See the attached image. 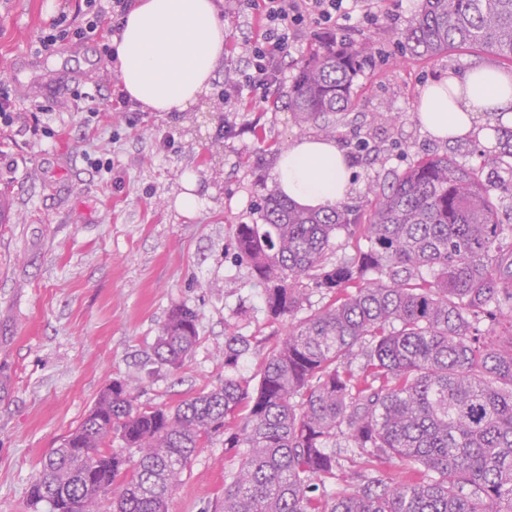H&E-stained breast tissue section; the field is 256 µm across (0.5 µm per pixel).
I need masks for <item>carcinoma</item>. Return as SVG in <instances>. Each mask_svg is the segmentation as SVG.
Segmentation results:
<instances>
[{"instance_id":"obj_1","label":"carcinoma","mask_w":512,"mask_h":512,"mask_svg":"<svg viewBox=\"0 0 512 512\" xmlns=\"http://www.w3.org/2000/svg\"><path fill=\"white\" fill-rule=\"evenodd\" d=\"M394 39L428 58L462 46L512 62V0H421ZM376 59L367 38L334 35L311 49L288 92L303 122L352 103ZM367 208L309 211L263 187L257 219L232 231L235 259L262 288L272 319L310 294L329 296L268 352L259 381L232 375L253 336L224 331V385L174 408L138 404L140 379L108 385L41 465L33 512H168L192 458L224 436L238 457L222 512H512V184L432 155L375 185ZM366 241L335 258L336 235ZM200 313L174 307L154 349L179 369L199 341ZM118 441L122 452L112 450ZM362 461L331 492L336 449ZM396 459L398 479L377 463Z\"/></svg>"}]
</instances>
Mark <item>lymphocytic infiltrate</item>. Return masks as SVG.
Wrapping results in <instances>:
<instances>
[{"instance_id": "obj_1", "label": "lymphocytic infiltrate", "mask_w": 512, "mask_h": 512, "mask_svg": "<svg viewBox=\"0 0 512 512\" xmlns=\"http://www.w3.org/2000/svg\"><path fill=\"white\" fill-rule=\"evenodd\" d=\"M91 13L84 26L71 28L65 18H58L40 40L41 50L47 51L58 42L74 37L84 39L101 28L111 27L120 33L123 19L133 0H112L111 6L88 0ZM344 0H224L225 15L249 23L258 20V34L234 39L232 50L241 58L242 67L224 72V105L233 112L247 111L254 99H266L268 90L276 84L292 38L310 26L351 33V17L343 6Z\"/></svg>"}]
</instances>
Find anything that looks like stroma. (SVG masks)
Listing matches in <instances>:
<instances>
[{"label": "stroma", "instance_id": "stroma-1", "mask_svg": "<svg viewBox=\"0 0 512 512\" xmlns=\"http://www.w3.org/2000/svg\"><path fill=\"white\" fill-rule=\"evenodd\" d=\"M419 6L356 0L357 11L382 20L356 28L379 56L355 79V107L329 117L342 149L360 137L373 146L351 162L350 203H366L371 185L432 154L512 182L493 147L422 131L417 112L427 83L482 65L508 72L512 64L472 48L402 57L392 33ZM87 12L86 0H0V87L16 112L0 134V191L13 204L11 221L0 224V512H30L28 491L43 460L112 380L141 373V402L173 407L223 384L225 325L256 339L237 368L252 381L288 327L268 317L250 268L234 261L232 227L252 222L263 185L274 183L277 146L318 132L289 108L288 90L319 29L292 43L280 82L251 111L225 112L219 69L209 95L186 111L110 112L120 94L105 52L111 33L38 48L59 16L76 27ZM38 106L45 112L34 133L29 114ZM377 112L401 113L402 122L378 129ZM229 120L242 134L225 135ZM188 174L202 198L190 214L175 206ZM182 304L201 314L199 342L181 368L157 367L158 331ZM237 465L216 438L193 457L168 512H215Z\"/></svg>", "mask_w": 512, "mask_h": 512}]
</instances>
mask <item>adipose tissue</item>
I'll use <instances>...</instances> for the list:
<instances>
[{
	"label": "adipose tissue",
	"instance_id": "obj_1",
	"mask_svg": "<svg viewBox=\"0 0 512 512\" xmlns=\"http://www.w3.org/2000/svg\"><path fill=\"white\" fill-rule=\"evenodd\" d=\"M225 38L213 0H137L115 43L123 92L154 112L186 111L210 91ZM483 113H512V72L491 66L452 72L422 91L419 120L432 138L472 137ZM274 176L289 199L309 210L341 202L352 189L345 152L320 136L296 139Z\"/></svg>",
	"mask_w": 512,
	"mask_h": 512
}]
</instances>
